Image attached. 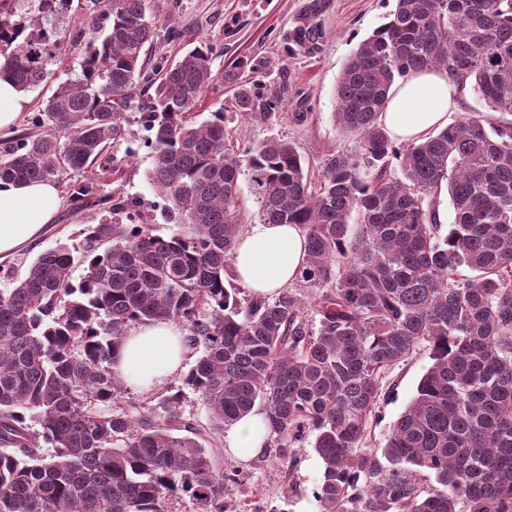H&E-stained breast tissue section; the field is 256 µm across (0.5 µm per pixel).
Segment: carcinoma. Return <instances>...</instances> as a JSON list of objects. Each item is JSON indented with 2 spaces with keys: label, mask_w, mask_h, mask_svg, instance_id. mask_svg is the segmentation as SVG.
Here are the masks:
<instances>
[{
  "label": "carcinoma",
  "mask_w": 512,
  "mask_h": 512,
  "mask_svg": "<svg viewBox=\"0 0 512 512\" xmlns=\"http://www.w3.org/2000/svg\"><path fill=\"white\" fill-rule=\"evenodd\" d=\"M20 2L0 0V76L28 92L59 48L39 19L14 20ZM70 2L30 9L61 14ZM94 2L109 25L77 32L80 75L42 100L30 131L0 139V182L69 176L71 208L105 212L0 290V512H173L186 499L226 512L236 478L181 420L186 389L216 428L261 404L281 460L313 436L320 512H512V0H395L337 83L334 118L357 147L328 158L316 183L294 143L238 153L226 113L196 120L215 80L208 46L144 80L145 0ZM430 67L501 118L476 113L397 144L379 113L396 81ZM136 89L157 100L144 146L167 238L121 223L94 172ZM233 108L266 116L244 84ZM245 172L261 223L305 231L313 320L298 293L241 298L225 282ZM159 319L185 327L195 360L181 388L136 414L112 364L128 329ZM423 344L432 365L385 448L363 447L382 374Z\"/></svg>",
  "instance_id": "1"
}]
</instances>
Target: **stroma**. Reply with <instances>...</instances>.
Returning <instances> with one entry per match:
<instances>
[{"instance_id":"stroma-1","label":"stroma","mask_w":512,"mask_h":512,"mask_svg":"<svg viewBox=\"0 0 512 512\" xmlns=\"http://www.w3.org/2000/svg\"><path fill=\"white\" fill-rule=\"evenodd\" d=\"M393 0H147L146 17L155 35L145 62L147 76L170 66L200 44L213 53L215 81L202 102V115L230 108L237 84L250 87L258 105H270L266 117H241L232 124L235 149L282 137L295 143L306 158L310 175H318L325 159L355 148L356 140L335 122L336 85L359 44L383 23ZM90 0H73L70 9L47 17L61 47L62 62L50 79L24 93L15 134L26 133L42 98L81 71V50L72 44L75 29L91 21ZM313 32L304 43L295 40L301 27ZM234 81H227V74ZM141 105L132 104L123 135L106 155L108 175L102 193L141 212L156 234L169 236L173 227L163 215V200L149 181L153 157L144 147L146 131ZM96 210L73 211L63 204L43 235L21 253L0 260V289L24 273L33 258L56 241L77 236L83 225L98 223ZM431 364L427 348L386 370L381 397L369 419L365 445L383 448L393 423L404 412ZM224 434L213 437L216 465L236 473L226 498L230 512H319L314 489L322 461L309 443L296 445L287 460L273 446H264L253 459L241 462L226 451Z\"/></svg>"}]
</instances>
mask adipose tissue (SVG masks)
<instances>
[{"label":"adipose tissue","mask_w":512,"mask_h":512,"mask_svg":"<svg viewBox=\"0 0 512 512\" xmlns=\"http://www.w3.org/2000/svg\"><path fill=\"white\" fill-rule=\"evenodd\" d=\"M462 90L445 71L426 69L398 81L388 94L380 123L402 143L419 141L448 124L457 111ZM62 206V196L50 181L0 183V256L17 253L35 242ZM305 234L296 224H254L238 239L231 260L239 282L254 296L272 297L298 279L305 259ZM188 348L181 325L158 320L132 326L113 369L137 388L160 387L178 376ZM265 423L261 414L239 420L227 438V451L245 461L262 451Z\"/></svg>","instance_id":"adipose-tissue-1"}]
</instances>
